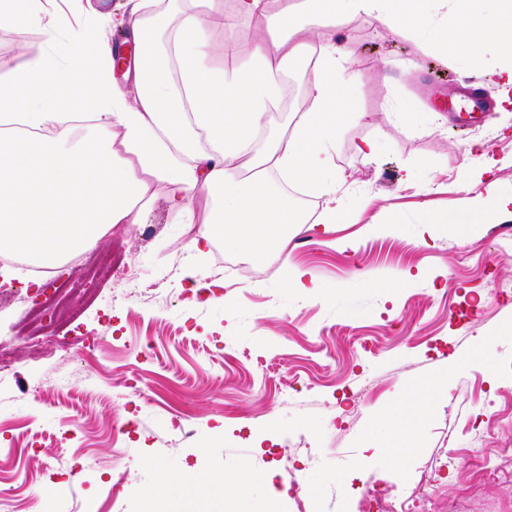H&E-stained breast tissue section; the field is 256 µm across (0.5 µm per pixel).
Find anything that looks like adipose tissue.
<instances>
[{
    "mask_svg": "<svg viewBox=\"0 0 512 512\" xmlns=\"http://www.w3.org/2000/svg\"><path fill=\"white\" fill-rule=\"evenodd\" d=\"M270 2L236 0L237 15L262 23L267 36L247 65L227 70L211 56L214 29L227 23L224 0H128L130 95L112 80L115 51L95 15L73 27L48 13L47 0H0V27L35 31L44 44L0 71V254L60 262L114 225L139 223L161 197L179 213L202 201L206 224L193 249L220 233L226 249L281 257L301 218L271 191V172L316 187L328 198L329 223H349L331 151L354 77L353 54L333 32L350 15L393 32L434 29L436 48L464 49L473 66L491 70L501 102L512 101V0ZM308 57L307 108L256 149L289 62ZM446 386L440 377L425 384L365 446L397 456L415 447L428 400Z\"/></svg>",
    "mask_w": 512,
    "mask_h": 512,
    "instance_id": "adipose-tissue-1",
    "label": "adipose tissue"
}]
</instances>
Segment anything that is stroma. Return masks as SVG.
<instances>
[{
  "label": "stroma",
  "instance_id": "35a3bbf8",
  "mask_svg": "<svg viewBox=\"0 0 512 512\" xmlns=\"http://www.w3.org/2000/svg\"><path fill=\"white\" fill-rule=\"evenodd\" d=\"M264 34L245 19L217 29L215 60L240 66ZM336 39L353 51L356 83L332 161L356 219L327 223L311 192L314 209L287 246L320 294L286 287L272 254L247 259L260 279L225 275L242 257L223 239L189 247L203 207L187 224L160 198L89 247L111 252L112 267L78 320L52 321L33 344L18 330L41 288L0 307V336L16 353L0 377V486L14 488L17 512H141L149 490L160 512H360L361 488L374 486L429 499L433 512H512V230L472 223L481 165L464 160L485 138L511 193L512 114L453 125L456 88L480 79L465 52L441 53L428 32L359 16ZM367 140L368 160L358 151ZM433 213L445 223H428ZM218 273L221 292L193 296L196 278ZM400 275L401 287L375 286ZM479 346L486 360H472ZM438 374L448 391L431 402L416 448L394 461L363 447L405 393ZM180 415L191 441L174 426ZM73 455L91 460L87 476L67 469ZM244 470L252 482L240 501L192 487Z\"/></svg>",
  "mask_w": 512,
  "mask_h": 512
}]
</instances>
